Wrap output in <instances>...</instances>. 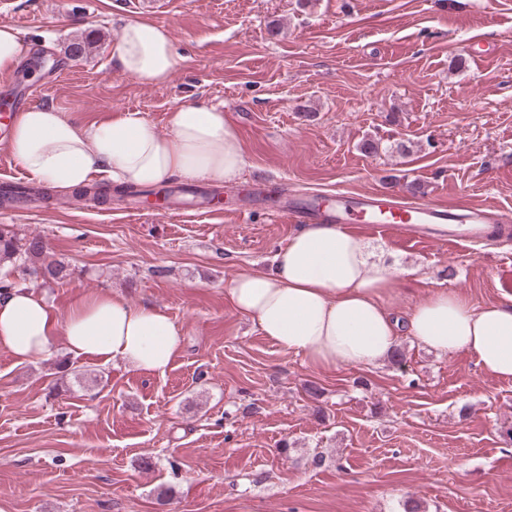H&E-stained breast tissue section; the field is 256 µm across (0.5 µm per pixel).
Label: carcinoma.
<instances>
[{
  "label": "carcinoma",
  "instance_id": "obj_1",
  "mask_svg": "<svg viewBox=\"0 0 512 512\" xmlns=\"http://www.w3.org/2000/svg\"><path fill=\"white\" fill-rule=\"evenodd\" d=\"M71 275L69 266L53 259L45 240L21 238L10 225H0V291L26 286L32 278L62 283Z\"/></svg>",
  "mask_w": 512,
  "mask_h": 512
}]
</instances>
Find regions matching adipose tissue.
Segmentation results:
<instances>
[{
	"instance_id": "ef3b65f1",
	"label": "adipose tissue",
	"mask_w": 512,
	"mask_h": 512,
	"mask_svg": "<svg viewBox=\"0 0 512 512\" xmlns=\"http://www.w3.org/2000/svg\"><path fill=\"white\" fill-rule=\"evenodd\" d=\"M109 52L144 84L166 82L182 62L168 28L144 20L124 22ZM8 145L27 173L62 189L95 175L139 186L176 176L231 181L245 168L223 109L199 103L175 107L165 134L134 113L83 126L36 105L14 120ZM392 276L384 255L360 237L334 224H306L279 248L270 273H240L226 292L266 338L317 367L381 365L405 332L429 350L467 352L485 371L512 379V297L476 308L436 290L402 320L384 303ZM59 337L73 355L160 374L181 344L163 309L118 295L85 297L62 317L36 286L0 294V349L17 362L47 358Z\"/></svg>"
}]
</instances>
